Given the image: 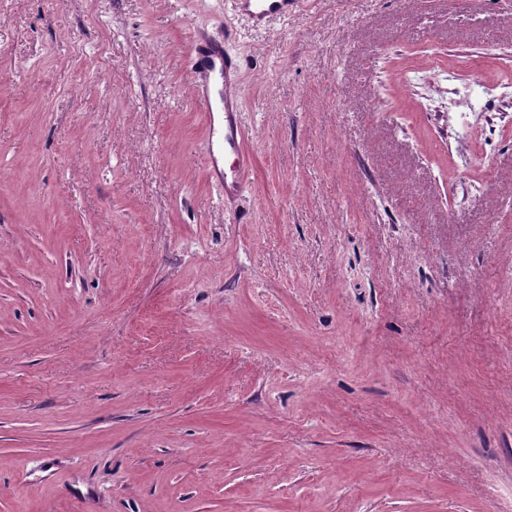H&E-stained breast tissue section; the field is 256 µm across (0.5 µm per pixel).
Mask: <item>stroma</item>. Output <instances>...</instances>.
I'll list each match as a JSON object with an SVG mask.
<instances>
[{
    "mask_svg": "<svg viewBox=\"0 0 512 512\" xmlns=\"http://www.w3.org/2000/svg\"><path fill=\"white\" fill-rule=\"evenodd\" d=\"M0 512H512V0H0ZM296 0H234L233 10L254 24H261L272 17L288 15ZM235 34L228 25L219 36L198 33L191 44L189 64L197 105L208 129L207 168L210 178L224 187L225 196L242 190L252 164L243 148L241 111L234 94L238 65L225 50ZM221 113L222 123L217 116ZM221 146L224 168L219 165ZM226 158L231 159L228 167Z\"/></svg>",
    "mask_w": 512,
    "mask_h": 512,
    "instance_id": "obj_1",
    "label": "stroma"
}]
</instances>
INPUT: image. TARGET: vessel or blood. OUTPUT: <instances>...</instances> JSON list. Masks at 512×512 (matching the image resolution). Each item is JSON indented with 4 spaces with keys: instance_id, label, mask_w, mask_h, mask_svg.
<instances>
[{
    "instance_id": "1",
    "label": "vessel or blood",
    "mask_w": 512,
    "mask_h": 512,
    "mask_svg": "<svg viewBox=\"0 0 512 512\" xmlns=\"http://www.w3.org/2000/svg\"><path fill=\"white\" fill-rule=\"evenodd\" d=\"M296 0H234L233 10L252 23L261 24L287 15ZM235 38L232 27L217 36L197 35L191 44L189 74L197 105L208 129L206 163L211 179L231 195L244 186L252 161L243 148L240 107L234 89L238 65L228 54Z\"/></svg>"
}]
</instances>
